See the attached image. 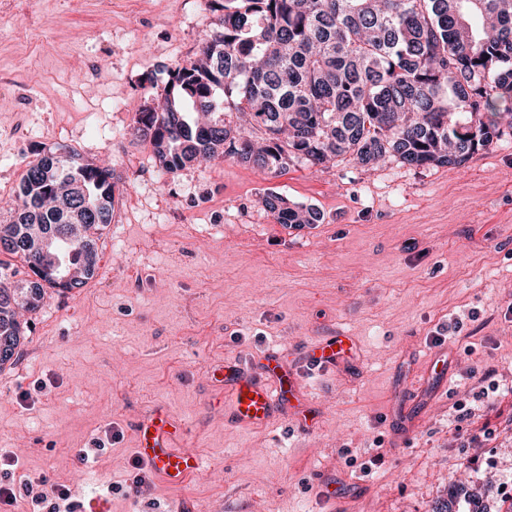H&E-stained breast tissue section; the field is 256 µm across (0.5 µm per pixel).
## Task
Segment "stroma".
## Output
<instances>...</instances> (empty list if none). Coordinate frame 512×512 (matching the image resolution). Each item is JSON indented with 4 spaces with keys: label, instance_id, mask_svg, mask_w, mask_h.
Returning a JSON list of instances; mask_svg holds the SVG:
<instances>
[{
    "label": "stroma",
    "instance_id": "35a3bbf8",
    "mask_svg": "<svg viewBox=\"0 0 512 512\" xmlns=\"http://www.w3.org/2000/svg\"><path fill=\"white\" fill-rule=\"evenodd\" d=\"M220 15L215 0H0V224L38 148L111 164L115 191L96 277L48 293L0 370V481L16 492L0 512H50L32 502L46 484L75 504L105 492L110 512H327L324 473L360 485L354 512H433L454 481L512 512V134L459 168L275 175L226 156L167 173L135 116ZM270 192L320 223L278 224ZM335 328L354 369L302 371L313 433L225 425L208 370ZM444 347L446 395L392 447L394 389ZM157 406L207 462L178 491L138 463L132 424Z\"/></svg>",
    "mask_w": 512,
    "mask_h": 512
}]
</instances>
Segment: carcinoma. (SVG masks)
Wrapping results in <instances>:
<instances>
[{
    "label": "carcinoma",
    "mask_w": 512,
    "mask_h": 512,
    "mask_svg": "<svg viewBox=\"0 0 512 512\" xmlns=\"http://www.w3.org/2000/svg\"><path fill=\"white\" fill-rule=\"evenodd\" d=\"M200 57L171 71L134 133L160 168L236 156L265 173L296 163L459 167L512 129V0H224ZM277 223L319 212L274 192ZM112 170L73 149L37 156L0 224V369L45 289L69 292L99 267L112 224ZM32 278H18L22 270Z\"/></svg>",
    "instance_id": "carcinoma-1"
}]
</instances>
